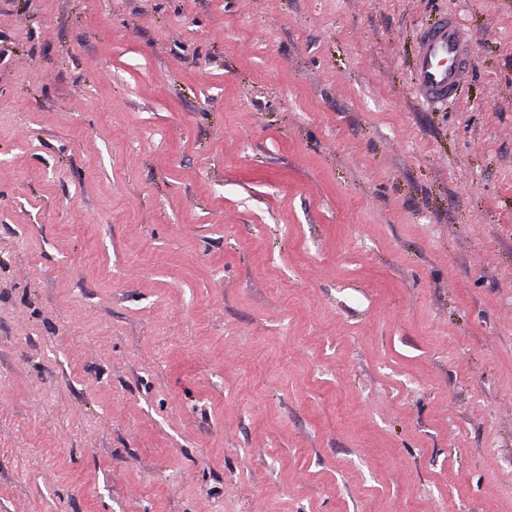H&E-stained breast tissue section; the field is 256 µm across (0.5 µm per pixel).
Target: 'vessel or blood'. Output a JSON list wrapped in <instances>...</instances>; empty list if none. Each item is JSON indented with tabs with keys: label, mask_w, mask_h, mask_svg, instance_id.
<instances>
[{
	"label": "vessel or blood",
	"mask_w": 512,
	"mask_h": 512,
	"mask_svg": "<svg viewBox=\"0 0 512 512\" xmlns=\"http://www.w3.org/2000/svg\"><path fill=\"white\" fill-rule=\"evenodd\" d=\"M472 68L471 41L456 17L444 15L419 34L414 80L420 97L440 101L464 83Z\"/></svg>",
	"instance_id": "vessel-or-blood-1"
}]
</instances>
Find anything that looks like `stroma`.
Returning a JSON list of instances; mask_svg holds the SVG:
<instances>
[{
    "mask_svg": "<svg viewBox=\"0 0 512 512\" xmlns=\"http://www.w3.org/2000/svg\"><path fill=\"white\" fill-rule=\"evenodd\" d=\"M491 506L512 0H0V512ZM472 68L471 41L453 15L445 14L419 34L414 80L420 97L440 101L464 83Z\"/></svg>",
    "mask_w": 512,
    "mask_h": 512,
    "instance_id": "1",
    "label": "stroma"
}]
</instances>
